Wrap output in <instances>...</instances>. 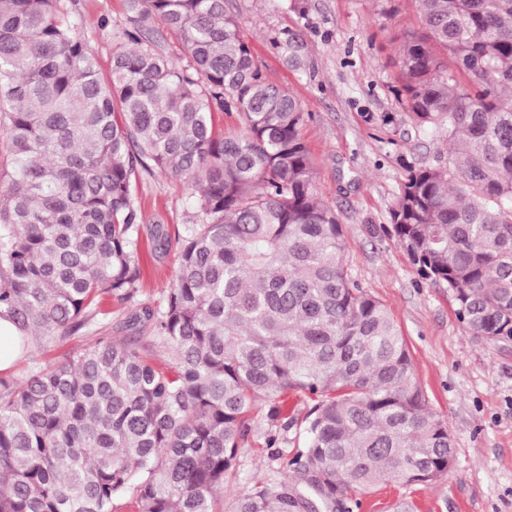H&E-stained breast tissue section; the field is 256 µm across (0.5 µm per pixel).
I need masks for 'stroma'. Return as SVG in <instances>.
<instances>
[{"mask_svg":"<svg viewBox=\"0 0 512 512\" xmlns=\"http://www.w3.org/2000/svg\"><path fill=\"white\" fill-rule=\"evenodd\" d=\"M224 0L266 80L293 94L306 114L301 137L315 168L319 198L342 218L345 262L398 325L414 377L455 445L452 466L422 485L387 482L358 490L360 512H512V345L466 334L445 285L422 280L398 244L389 212L410 169L446 164L448 144L423 130L396 95L399 48L421 32L416 0ZM61 13L95 54L101 72L125 40L126 0H57ZM298 31L307 60L293 70L277 47ZM132 190L139 226L141 277L135 301L163 305L179 261L161 244L199 220L198 193L185 179L137 171ZM265 403L250 414L225 500L276 475L265 446L272 427Z\"/></svg>","mask_w":512,"mask_h":512,"instance_id":"1","label":"stroma"}]
</instances>
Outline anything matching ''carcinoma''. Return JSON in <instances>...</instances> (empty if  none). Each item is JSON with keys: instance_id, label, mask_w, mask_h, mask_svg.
<instances>
[{"instance_id": "obj_1", "label": "carcinoma", "mask_w": 512, "mask_h": 512, "mask_svg": "<svg viewBox=\"0 0 512 512\" xmlns=\"http://www.w3.org/2000/svg\"><path fill=\"white\" fill-rule=\"evenodd\" d=\"M109 77L57 0H0V131L15 159L0 194V318L27 378L0 375V512H224L260 401L304 393V445L230 512H357L358 488L419 484L454 455L415 383L391 316L348 272L341 216L316 194L305 112L266 81L224 0H126ZM398 97L448 140V162L409 172L390 223L420 277L444 284L464 332L512 343V0H417ZM161 21L188 68L159 48ZM288 65L302 39L278 37ZM450 65H445L443 58ZM244 127L217 137L212 112ZM198 189L201 221L175 234L165 305L131 311L171 365L95 339L35 352L134 298L132 195L148 163Z\"/></svg>"}]
</instances>
